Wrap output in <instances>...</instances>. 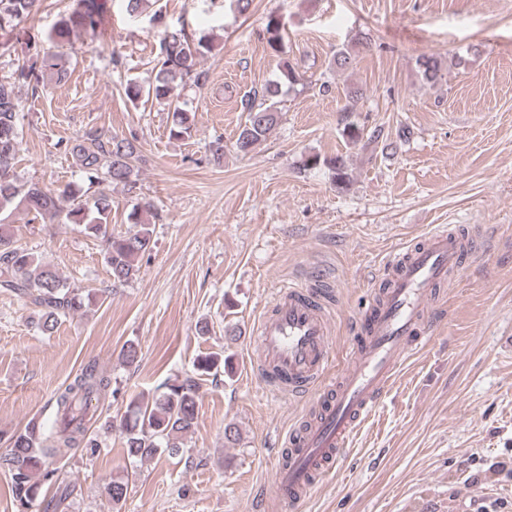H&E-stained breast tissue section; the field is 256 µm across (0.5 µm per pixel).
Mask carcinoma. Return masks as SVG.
<instances>
[{"label": "carcinoma", "instance_id": "cac0c4a2", "mask_svg": "<svg viewBox=\"0 0 512 512\" xmlns=\"http://www.w3.org/2000/svg\"><path fill=\"white\" fill-rule=\"evenodd\" d=\"M40 2L0 0V50L9 49L6 36L22 20L37 13ZM108 2L72 0L71 12L58 21L49 35L53 48L41 50L26 44L24 52L28 58L0 81V291L14 294L35 308L37 329L43 335L51 334L61 318L80 313L95 296L70 286L50 265L17 244L11 225L2 217L4 210L19 209L58 224H71L86 236L101 241L114 286L136 278L139 261L152 245L153 230L146 217L156 216V209L149 199H141L128 214L132 227L125 231L112 228L110 186L136 187L138 170L134 162L140 158L136 135L90 130L82 139L60 141L58 147L72 157L83 175L81 184H67L62 188L40 186L20 181L15 172L22 142L17 90L26 88L35 95L49 83H66L71 71L65 46L71 32L95 33ZM125 2L126 11L132 16L145 15L152 22L159 17L156 12H148L151 0ZM266 33L272 52L285 53L282 26L277 18L268 19ZM213 49L210 39L197 37L183 28L165 32L159 42L153 77L146 85L127 81V98L134 104L146 98L172 110L170 137L190 136L194 116L182 107L180 97L173 92L179 86L201 88L206 84L207 73L201 69V61ZM416 66L423 85L433 87L442 79L440 57L423 55L417 59ZM297 82L295 70L285 59L276 79L244 97L242 105L248 118L234 144L237 152L250 153L275 129L282 116L283 86ZM222 366L223 355L208 354L197 359L194 369L197 375L208 376ZM110 389V379L95 364H89L58 393L55 405L59 425L55 431L46 432L40 423L32 421L11 436L10 451L0 457V468L11 476L14 512H28L38 503L43 505V512H57L59 501L41 496L42 487L52 483L56 474L50 459L59 448L95 452L96 443L89 437L88 427L92 419L91 402L106 396ZM197 390L196 378L187 377L169 385L149 402L142 396L131 400L120 423L127 455L145 459L160 449L170 455L179 454L197 418Z\"/></svg>", "mask_w": 512, "mask_h": 512}]
</instances>
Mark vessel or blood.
Instances as JSON below:
<instances>
[{
    "mask_svg": "<svg viewBox=\"0 0 512 512\" xmlns=\"http://www.w3.org/2000/svg\"><path fill=\"white\" fill-rule=\"evenodd\" d=\"M466 243L438 226L387 262V278L360 316L356 353L334 392L318 400L315 420L288 435V462L276 467L278 499L301 503L321 477L346 456L361 425L388 391L403 362L433 327L430 300L460 269ZM258 365L265 381L289 397L309 394L330 365L328 315L321 291L285 283L272 315L258 318Z\"/></svg>",
    "mask_w": 512,
    "mask_h": 512,
    "instance_id": "b4317fda",
    "label": "vessel or blood"
}]
</instances>
